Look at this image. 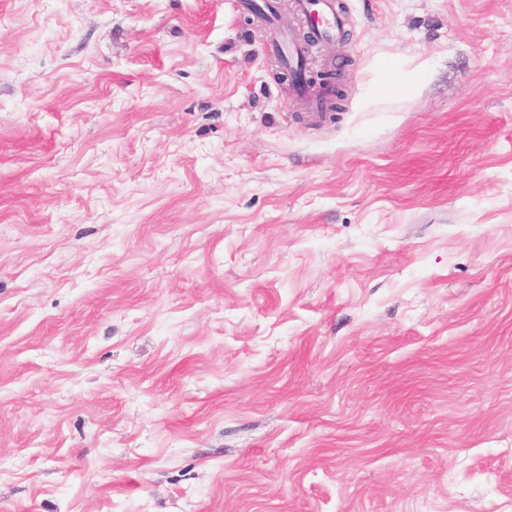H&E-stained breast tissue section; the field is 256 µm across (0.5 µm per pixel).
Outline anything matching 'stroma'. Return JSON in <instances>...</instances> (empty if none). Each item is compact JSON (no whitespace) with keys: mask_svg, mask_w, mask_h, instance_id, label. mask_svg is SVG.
Here are the masks:
<instances>
[{"mask_svg":"<svg viewBox=\"0 0 512 512\" xmlns=\"http://www.w3.org/2000/svg\"><path fill=\"white\" fill-rule=\"evenodd\" d=\"M342 2L0 0V512H512V0ZM335 0H301L299 7L303 13L315 21L320 35L333 38L345 26V20L336 12ZM315 24L308 22L307 39L315 36Z\"/></svg>","mask_w":512,"mask_h":512,"instance_id":"1","label":"stroma"}]
</instances>
